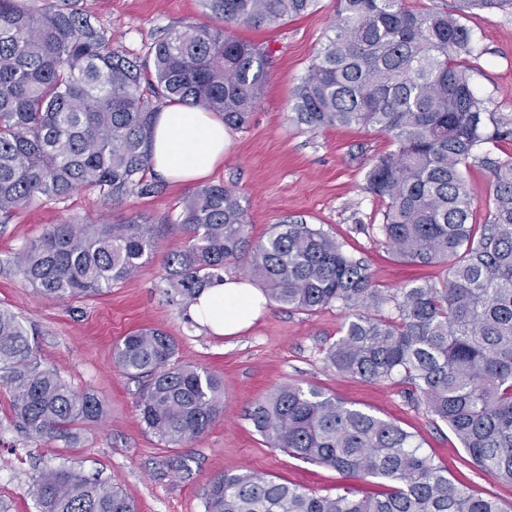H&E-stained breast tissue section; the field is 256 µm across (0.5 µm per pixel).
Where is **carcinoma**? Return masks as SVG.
Masks as SVG:
<instances>
[{
	"instance_id": "carcinoma-1",
	"label": "carcinoma",
	"mask_w": 512,
	"mask_h": 512,
	"mask_svg": "<svg viewBox=\"0 0 512 512\" xmlns=\"http://www.w3.org/2000/svg\"><path fill=\"white\" fill-rule=\"evenodd\" d=\"M318 0H203L214 18L273 25ZM450 12H414L404 0H337L333 35L294 89L290 120L309 131L372 128L395 149L366 172L367 192L386 202L380 231L396 257L446 266L441 282L414 281L392 294L335 238L304 222L247 238L242 197L205 185L183 202L188 246L168 259L166 280L192 300L223 280L224 265L247 256L248 272L270 298L315 313L348 311L343 335L324 361L368 382L400 379L433 419L445 423L473 463L512 484V157L490 163L488 218L473 224L474 198L462 169L512 127L479 98L462 57L474 10L512 0H456ZM267 52L221 28L168 29L147 63L112 47L79 0H0V213L36 196L61 200L82 187L112 199L153 192L157 101L213 112L246 126L267 79ZM152 225L57 224L15 253L17 273L45 296L99 295L132 276L153 253ZM391 305V314L382 313ZM176 343L140 329L113 347L122 373L143 382L145 429L167 448L205 434L224 415V384L213 372L175 365ZM0 387L12 420L33 442L73 441L76 425L99 420L102 400L78 392L35 358L31 333L0 308ZM271 448L336 469L348 484L317 494L253 472L225 474L201 490L204 512H504L448 478L397 424L319 389L275 387L249 412ZM383 481L359 495L353 483ZM31 493L39 512H136L120 490L74 466L45 470Z\"/></svg>"
}]
</instances>
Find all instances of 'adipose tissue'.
Masks as SVG:
<instances>
[{
    "instance_id": "1",
    "label": "adipose tissue",
    "mask_w": 512,
    "mask_h": 512,
    "mask_svg": "<svg viewBox=\"0 0 512 512\" xmlns=\"http://www.w3.org/2000/svg\"><path fill=\"white\" fill-rule=\"evenodd\" d=\"M230 134L211 112L170 105L157 112L152 166L175 182H190L211 173L223 161ZM265 293L245 278L228 277L205 288L191 302V318L217 336H233L264 312Z\"/></svg>"
}]
</instances>
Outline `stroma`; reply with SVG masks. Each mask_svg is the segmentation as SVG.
<instances>
[{"label":"stroma","mask_w":512,"mask_h":512,"mask_svg":"<svg viewBox=\"0 0 512 512\" xmlns=\"http://www.w3.org/2000/svg\"><path fill=\"white\" fill-rule=\"evenodd\" d=\"M92 23L132 57L169 27L216 26L200 0H80ZM337 18L336 0L272 26L232 25L233 36L268 52L267 80L250 123L231 130L224 161L207 176L210 184L235 189L247 208V236L257 242L273 225L304 220L360 259L379 288L392 291L412 279L440 281L441 267L400 262L379 229L385 203L365 190V174L390 139L372 129L335 127L299 130L288 119V101ZM473 35L467 57L471 86L489 110L512 120V12L481 11L464 18ZM156 193L112 200L83 187L63 200L35 198L0 214V307L13 311L32 331L42 367L53 369L77 391L105 402L101 421L79 425L77 440L35 443L11 420V395L0 389V499L11 512H38L32 480L49 465L75 464L100 473L134 500L138 512H204L201 488L211 478L252 471L302 485L319 494L335 492L344 479L334 468L306 462L268 447L246 414L282 383L314 387L415 435L422 448L471 493L500 502L512 512V484L474 467L447 425L433 421L396 381L370 383L336 374L324 363L326 348L342 334L344 310L309 313L268 302L260 318L236 336H215L190 317L189 305L168 292L166 260L189 243L177 221L195 183H174L155 171ZM138 218L153 224L156 247L130 278L104 294L48 299L22 279L14 253L57 224H114ZM159 329L177 343L174 360L214 372L224 382L226 411L209 431L181 448H168L145 430L137 411L139 382L113 362V346L132 331ZM179 457L186 471L169 467Z\"/></svg>","instance_id":"obj_1"}]
</instances>
